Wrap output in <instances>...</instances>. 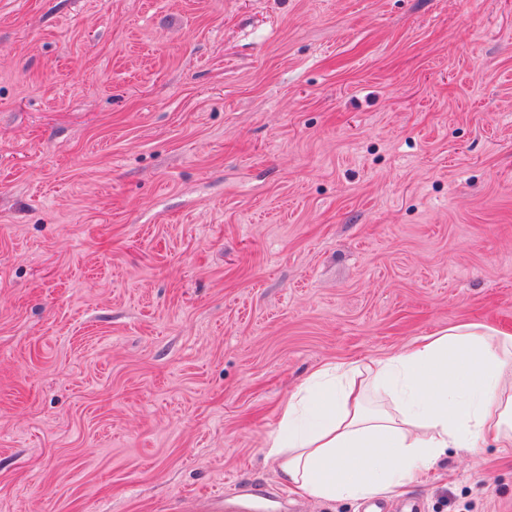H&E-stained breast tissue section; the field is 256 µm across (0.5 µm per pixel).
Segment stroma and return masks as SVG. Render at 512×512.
Here are the masks:
<instances>
[{
	"instance_id": "1",
	"label": "stroma",
	"mask_w": 512,
	"mask_h": 512,
	"mask_svg": "<svg viewBox=\"0 0 512 512\" xmlns=\"http://www.w3.org/2000/svg\"><path fill=\"white\" fill-rule=\"evenodd\" d=\"M461 321L512 331V0H0V512H364L265 437ZM414 499L512 512V447Z\"/></svg>"
}]
</instances>
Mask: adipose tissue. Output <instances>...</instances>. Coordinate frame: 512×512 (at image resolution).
Instances as JSON below:
<instances>
[{
    "label": "adipose tissue",
    "instance_id": "ef3b65f1",
    "mask_svg": "<svg viewBox=\"0 0 512 512\" xmlns=\"http://www.w3.org/2000/svg\"><path fill=\"white\" fill-rule=\"evenodd\" d=\"M512 447V333L462 323L401 354L324 365L280 410L264 453L317 499L386 497L448 449Z\"/></svg>",
    "mask_w": 512,
    "mask_h": 512
}]
</instances>
